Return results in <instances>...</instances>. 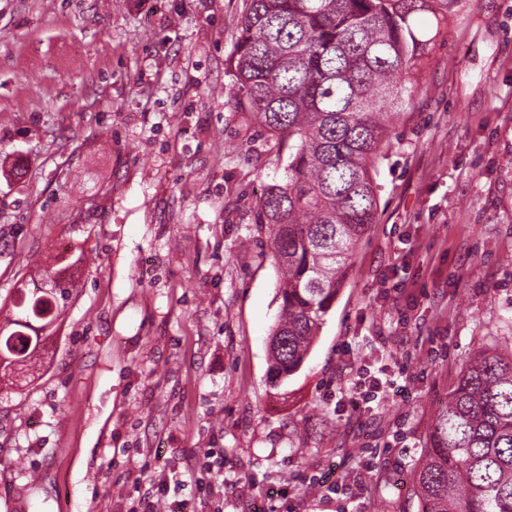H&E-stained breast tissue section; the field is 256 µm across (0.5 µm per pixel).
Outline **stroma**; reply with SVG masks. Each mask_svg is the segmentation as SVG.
Here are the masks:
<instances>
[{
  "label": "stroma",
  "instance_id": "1",
  "mask_svg": "<svg viewBox=\"0 0 512 512\" xmlns=\"http://www.w3.org/2000/svg\"><path fill=\"white\" fill-rule=\"evenodd\" d=\"M243 0H0V321L53 257L51 361L0 392V512H421L412 474L472 355L512 350V0L422 13L379 209L301 370L269 378L263 190L288 145L233 111ZM385 369L370 408L340 403ZM323 476L329 493L313 483Z\"/></svg>",
  "mask_w": 512,
  "mask_h": 512
}]
</instances>
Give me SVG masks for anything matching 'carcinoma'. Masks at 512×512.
<instances>
[{"mask_svg":"<svg viewBox=\"0 0 512 512\" xmlns=\"http://www.w3.org/2000/svg\"><path fill=\"white\" fill-rule=\"evenodd\" d=\"M228 65L232 105L288 141L281 182L258 201L282 274L281 312L269 337L271 382L304 365L378 214L372 161L413 99L411 69L427 43L414 17L445 18L459 0H244ZM75 287L47 267L42 287L17 288L18 315L0 329V386L42 359L41 333ZM413 494L422 512H512V353L477 352L434 420Z\"/></svg>","mask_w":512,"mask_h":512,"instance_id":"cac0c4a2","label":"carcinoma"}]
</instances>
